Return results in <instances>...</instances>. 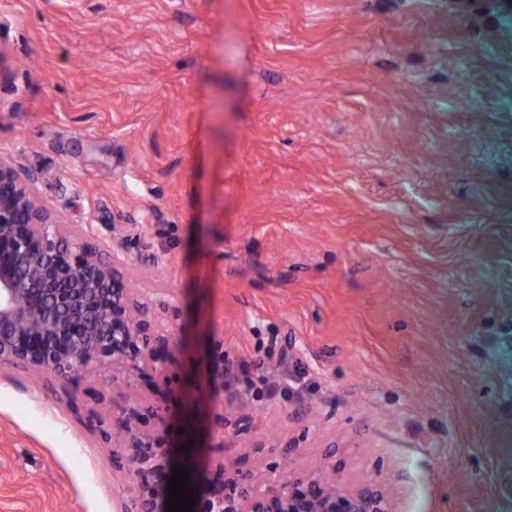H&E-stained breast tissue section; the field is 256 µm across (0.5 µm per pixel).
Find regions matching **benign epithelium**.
I'll list each match as a JSON object with an SVG mask.
<instances>
[{"label": "benign epithelium", "mask_w": 512, "mask_h": 512, "mask_svg": "<svg viewBox=\"0 0 512 512\" xmlns=\"http://www.w3.org/2000/svg\"><path fill=\"white\" fill-rule=\"evenodd\" d=\"M34 172L0 162V365L50 371L71 381L104 369L143 371L167 359L163 333L114 261L63 225L34 192ZM211 389L224 390V347L214 348ZM122 447L112 468L135 479L122 512H166L169 483L181 465L165 441L162 411L146 402L123 409ZM155 426L145 428V415ZM205 512H395L375 486L345 489L320 476L261 486L217 465Z\"/></svg>", "instance_id": "obj_1"}]
</instances>
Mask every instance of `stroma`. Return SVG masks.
Returning a JSON list of instances; mask_svg holds the SVG:
<instances>
[{
	"instance_id": "obj_1",
	"label": "stroma",
	"mask_w": 512,
	"mask_h": 512,
	"mask_svg": "<svg viewBox=\"0 0 512 512\" xmlns=\"http://www.w3.org/2000/svg\"><path fill=\"white\" fill-rule=\"evenodd\" d=\"M505 3L0 0V160L181 329L152 377L0 366V512H121L96 421L132 395L257 484L321 467L396 512H512ZM275 339L301 398L212 395L214 343L261 388Z\"/></svg>"
}]
</instances>
